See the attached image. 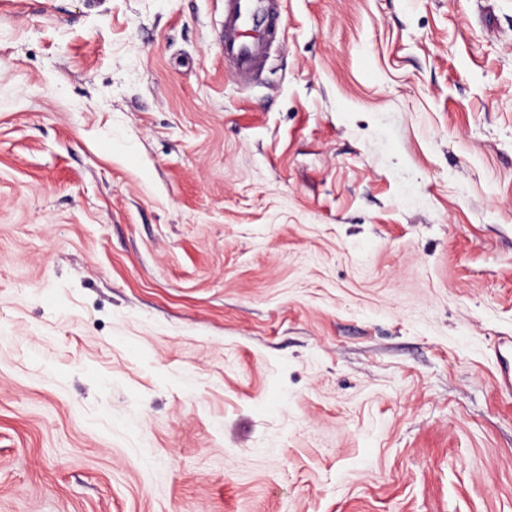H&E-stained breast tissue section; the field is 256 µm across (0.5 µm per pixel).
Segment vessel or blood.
Returning <instances> with one entry per match:
<instances>
[{
  "mask_svg": "<svg viewBox=\"0 0 512 512\" xmlns=\"http://www.w3.org/2000/svg\"><path fill=\"white\" fill-rule=\"evenodd\" d=\"M282 31L275 0H224L216 41L233 73L254 80L263 74L270 48L280 41Z\"/></svg>",
  "mask_w": 512,
  "mask_h": 512,
  "instance_id": "vessel-or-blood-1",
  "label": "vessel or blood"
}]
</instances>
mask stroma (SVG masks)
<instances>
[{"label": "stroma", "instance_id": "35a3bbf8", "mask_svg": "<svg viewBox=\"0 0 512 512\" xmlns=\"http://www.w3.org/2000/svg\"><path fill=\"white\" fill-rule=\"evenodd\" d=\"M0 0V512H512V0ZM283 18L275 0H224L217 44L224 62L241 78H259L270 48L280 42Z\"/></svg>", "mask_w": 512, "mask_h": 512}]
</instances>
